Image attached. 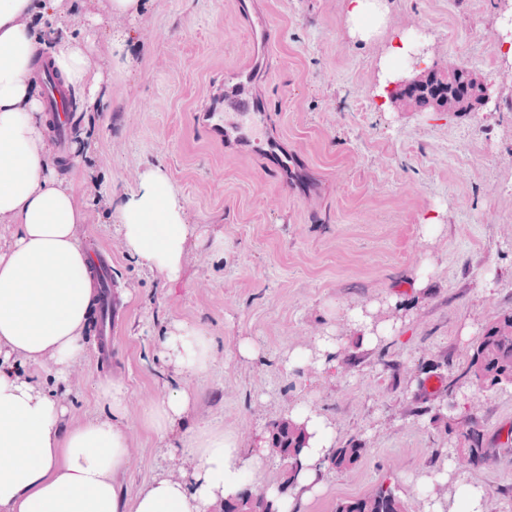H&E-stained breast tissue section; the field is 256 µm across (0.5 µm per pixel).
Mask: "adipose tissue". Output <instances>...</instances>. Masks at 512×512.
Wrapping results in <instances>:
<instances>
[{"label": "adipose tissue", "instance_id": "obj_1", "mask_svg": "<svg viewBox=\"0 0 512 512\" xmlns=\"http://www.w3.org/2000/svg\"><path fill=\"white\" fill-rule=\"evenodd\" d=\"M62 0H0V224L14 227L0 249V512H212L261 475L267 454H245L238 438L208 422L196 424L175 450L179 476H159L125 497L119 477L129 461V434L120 385L106 388L112 417L64 428L65 410L22 379L12 361H52L59 372L82 358L95 299L89 258L78 238L85 221L75 193L54 174L44 116L32 95L44 44L27 19ZM51 64L66 85L97 90L103 79L89 37L56 46ZM119 234L129 253L169 282L182 278L194 234L186 204L161 168L143 170L136 187L113 199ZM163 356L183 378L205 374L216 352L202 327L175 323L161 342ZM194 402L186 387L154 402L147 421L167 438ZM309 436L284 512H301L323 488L336 437L323 413L301 405L290 412Z\"/></svg>", "mask_w": 512, "mask_h": 512}]
</instances>
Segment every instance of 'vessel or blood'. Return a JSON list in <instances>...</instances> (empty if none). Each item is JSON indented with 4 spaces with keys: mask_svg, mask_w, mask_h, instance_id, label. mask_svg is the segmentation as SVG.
Segmentation results:
<instances>
[{
    "mask_svg": "<svg viewBox=\"0 0 512 512\" xmlns=\"http://www.w3.org/2000/svg\"><path fill=\"white\" fill-rule=\"evenodd\" d=\"M40 78L46 83L47 107L59 116L68 103L60 81L54 77L51 68L48 67L41 70ZM219 96L220 104L199 114V121L210 130L222 134L225 140L250 142L257 126L266 124L267 115L261 111L258 98L250 90L249 74L239 71L227 73L223 85L219 88ZM94 273L101 289L99 351L106 355L112 351V302L106 293L112 275L110 260L105 258L98 260Z\"/></svg>",
    "mask_w": 512,
    "mask_h": 512,
    "instance_id": "obj_1",
    "label": "vessel or blood"
}]
</instances>
